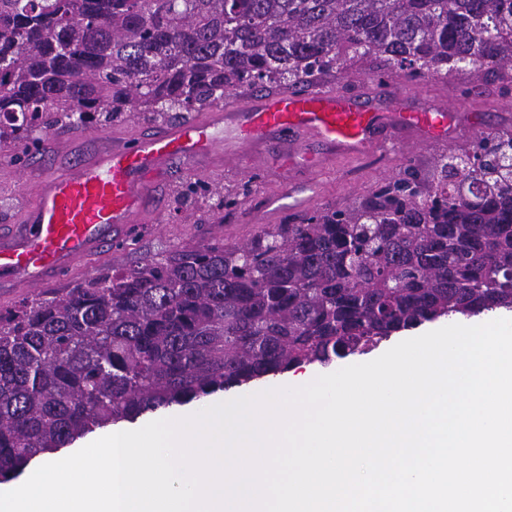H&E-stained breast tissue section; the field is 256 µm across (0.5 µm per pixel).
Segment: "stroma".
<instances>
[{
  "label": "stroma",
  "instance_id": "obj_1",
  "mask_svg": "<svg viewBox=\"0 0 512 512\" xmlns=\"http://www.w3.org/2000/svg\"><path fill=\"white\" fill-rule=\"evenodd\" d=\"M316 86L350 90L365 98H383L388 96L390 88L406 86L413 92L412 106L430 109L452 105L462 112L463 118L452 143L405 147L388 139L371 155L355 160L336 157L314 170L301 164L284 166L268 150L244 168L215 161L203 177L207 182L227 189L249 190L248 197L238 207L218 214L196 206L176 210L177 191L201 177L189 168L174 166L169 183L159 193L158 206L142 218L132 239L89 258L62 280V287L94 275L101 266H132L176 245L211 239L231 245L245 243L266 226L284 223L287 218L346 207L405 166L427 170L438 156L464 148L479 133L512 132V88L497 73L479 76L462 71L411 81L400 73L382 69L366 71L356 64L341 75L318 80ZM473 114L479 115V124H471L469 117ZM99 147L96 141L75 144L58 159L42 155L23 164L16 161L10 148L0 147V225L15 223L19 210L32 196L25 173L57 169L58 165L82 159Z\"/></svg>",
  "mask_w": 512,
  "mask_h": 512
}]
</instances>
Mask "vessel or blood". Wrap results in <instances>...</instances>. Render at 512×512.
<instances>
[{
	"instance_id": "vessel-or-blood-1",
	"label": "vessel or blood",
	"mask_w": 512,
	"mask_h": 512,
	"mask_svg": "<svg viewBox=\"0 0 512 512\" xmlns=\"http://www.w3.org/2000/svg\"><path fill=\"white\" fill-rule=\"evenodd\" d=\"M409 96L399 88L379 106L336 90H283L253 101L232 95L208 118L117 140L62 171L42 172L22 224L0 235V288L63 279L78 260L126 238L177 161L201 171L222 150L242 159L272 147L285 165L317 168L327 156L374 152L387 134L412 133L415 146L451 141L454 107L417 109Z\"/></svg>"
}]
</instances>
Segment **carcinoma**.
<instances>
[{
    "label": "carcinoma",
    "instance_id": "carcinoma-1",
    "mask_svg": "<svg viewBox=\"0 0 512 512\" xmlns=\"http://www.w3.org/2000/svg\"><path fill=\"white\" fill-rule=\"evenodd\" d=\"M411 80L512 64V0H0V145L137 112L183 120L240 88L350 62ZM198 182L177 202L235 207ZM512 310V133L407 167L244 245H180L0 308V482L96 428L426 321Z\"/></svg>",
    "mask_w": 512,
    "mask_h": 512
}]
</instances>
